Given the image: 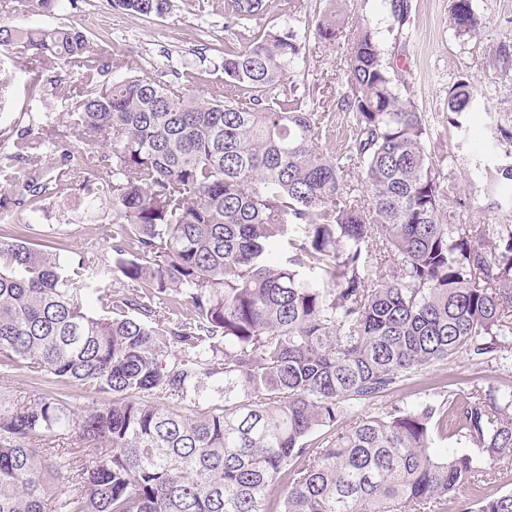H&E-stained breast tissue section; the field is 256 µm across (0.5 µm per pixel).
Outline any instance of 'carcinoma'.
I'll return each instance as SVG.
<instances>
[{
  "label": "carcinoma",
  "instance_id": "1",
  "mask_svg": "<svg viewBox=\"0 0 512 512\" xmlns=\"http://www.w3.org/2000/svg\"><path fill=\"white\" fill-rule=\"evenodd\" d=\"M163 16L171 0H111ZM264 8L229 0L236 21ZM453 29L480 25L453 0ZM324 14L316 36L341 37ZM21 48L78 64L87 94L69 126L109 150L54 161L26 112L0 126L10 163L0 209L34 208L80 170L112 191V258H61L0 230V367L45 372L112 400L76 410L58 394L0 404V512H512L488 495L491 464L512 456V387L474 386L431 403L359 415L354 408L459 354L512 370V224L449 206L454 185L426 153L430 125L401 95L373 33L357 32L349 136L323 142L330 112L268 93L301 50L269 31L224 50L223 99L193 74L105 80L120 69L66 26H0V55ZM476 88L448 86V125L464 132ZM512 147V126L491 144ZM364 171L369 193L347 186ZM120 274L112 289L100 283ZM96 296L101 314L88 313ZM478 450L430 452L433 434ZM76 437L84 457L53 446Z\"/></svg>",
  "mask_w": 512,
  "mask_h": 512
}]
</instances>
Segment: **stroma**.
<instances>
[{"mask_svg": "<svg viewBox=\"0 0 512 512\" xmlns=\"http://www.w3.org/2000/svg\"><path fill=\"white\" fill-rule=\"evenodd\" d=\"M169 14L162 17L125 15L112 23L115 11L108 0H78L70 5L62 0L51 13L15 6L13 0H0V25L39 27L66 25L86 33L94 50L106 58L124 62L121 76L147 74L161 80L172 70H188L195 76L194 90L201 95L224 91L223 59L226 47H239L266 32L293 28L306 34L300 58L294 65L292 81L279 85L274 94L284 100L300 96L317 112H332L347 88L346 59L357 29L374 32L385 59L402 73L404 90L429 122L431 135L426 150L440 163L449 154L464 156V163L454 166L450 179L455 196L471 209L484 210L493 222L512 223V208L503 204V181L496 179L498 166L512 163L504 151L487 152L486 144L493 121L512 119V68L496 65L500 46L512 48V0H474L481 26L471 37L456 36L451 19L452 0H409L404 20H397L391 0H266L265 12L244 24L229 23L225 0H172ZM344 9L348 15L345 30L332 45L315 39V27L328 9ZM206 41L205 57L194 48ZM0 73L12 79V88L0 119L12 122L29 109L28 87L36 83L44 98L43 110L50 119L40 132L42 138L54 139L58 154L86 151L101 154L102 145L84 146L79 131L66 127L62 112L65 104L82 98L86 88L77 68L53 65L30 58L21 51L0 56ZM469 77L478 87L479 100L467 115V132L458 135L446 121L448 84L455 76ZM105 196L96 186L72 188L59 197L42 202L37 210L11 209L9 223H30L31 237L65 233L66 249L93 251L110 259L112 242L102 229L101 215L108 211ZM512 378L496 363L478 364L460 355L423 368L410 380L367 402L362 414L378 415L390 407L411 406L420 402L438 404L449 393L467 397L473 385L500 386ZM60 393L73 406L85 408L100 397L76 384L63 385L47 374L33 375L23 370H0V399L20 400L41 393Z\"/></svg>", "mask_w": 512, "mask_h": 512, "instance_id": "stroma-1", "label": "stroma"}]
</instances>
